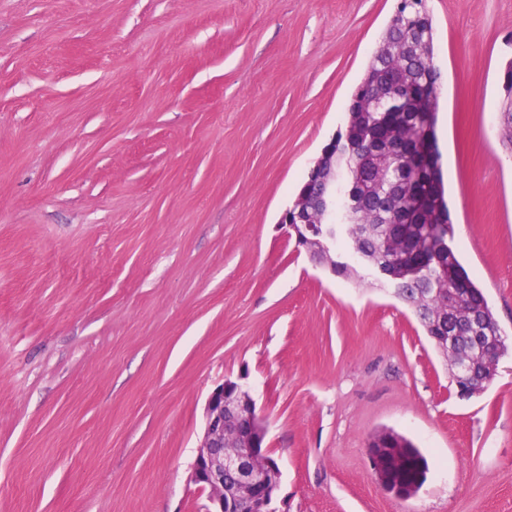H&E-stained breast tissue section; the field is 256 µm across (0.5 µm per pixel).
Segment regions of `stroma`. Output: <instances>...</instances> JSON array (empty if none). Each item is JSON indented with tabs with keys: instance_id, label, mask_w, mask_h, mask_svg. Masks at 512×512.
Listing matches in <instances>:
<instances>
[{
	"instance_id": "obj_1",
	"label": "stroma",
	"mask_w": 512,
	"mask_h": 512,
	"mask_svg": "<svg viewBox=\"0 0 512 512\" xmlns=\"http://www.w3.org/2000/svg\"><path fill=\"white\" fill-rule=\"evenodd\" d=\"M398 0H0V512H205L244 379L288 512H512V352L458 397L411 309L280 219ZM459 256L512 349V0H428ZM427 458L412 498L368 463ZM503 97L501 100L500 111L503 118L501 136L512 148V61L504 71L502 81ZM368 462L371 470L386 491L400 498L412 497L417 493L416 486L413 487L410 492L393 486L391 476L379 448H368Z\"/></svg>"
}]
</instances>
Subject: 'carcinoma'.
Masks as SVG:
<instances>
[{
	"mask_svg": "<svg viewBox=\"0 0 512 512\" xmlns=\"http://www.w3.org/2000/svg\"><path fill=\"white\" fill-rule=\"evenodd\" d=\"M433 18L426 0H399L364 78L346 104V123L311 166L313 178L336 183V214L349 209L344 237L358 263L336 261L332 272L349 279L361 270L403 266L397 298L409 306L449 364L468 347V323L477 315L492 331L498 322L453 246L454 224L445 199L437 145L438 75ZM405 87L385 114L380 95ZM501 136L512 147V62L504 71ZM457 348L448 349V337ZM391 447L395 479L427 475V459L404 436Z\"/></svg>",
	"mask_w": 512,
	"mask_h": 512,
	"instance_id": "carcinoma-1",
	"label": "carcinoma"
}]
</instances>
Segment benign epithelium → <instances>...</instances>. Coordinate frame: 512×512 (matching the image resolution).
I'll list each match as a JSON object with an SVG mask.
<instances>
[{
    "label": "benign epithelium",
    "instance_id": "benign-epithelium-1",
    "mask_svg": "<svg viewBox=\"0 0 512 512\" xmlns=\"http://www.w3.org/2000/svg\"><path fill=\"white\" fill-rule=\"evenodd\" d=\"M294 216L295 223L290 224L288 214H283L280 224L288 236L297 238L300 225L306 223L305 205H298ZM482 326L481 320H472L471 353L459 360L453 373L463 398L476 394L498 368L493 353L504 344L503 337L483 335ZM204 418L190 482L206 494V512H237L243 500L250 504L251 512H288L285 500L278 499L281 470L266 442L267 426L250 391L232 380L217 385L207 397ZM368 462L386 491L400 498L417 493L415 487L407 492L393 486L379 449H368Z\"/></svg>",
    "mask_w": 512,
    "mask_h": 512
}]
</instances>
